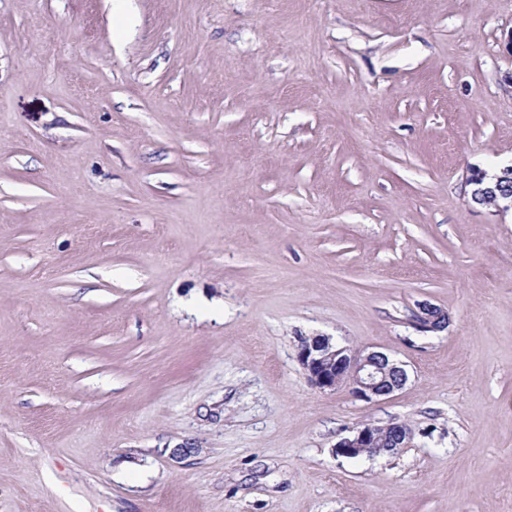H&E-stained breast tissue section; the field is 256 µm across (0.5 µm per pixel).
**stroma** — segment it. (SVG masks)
Instances as JSON below:
<instances>
[{"mask_svg": "<svg viewBox=\"0 0 512 512\" xmlns=\"http://www.w3.org/2000/svg\"><path fill=\"white\" fill-rule=\"evenodd\" d=\"M511 32L512 0H0V512H512V213L466 182L512 164ZM315 334L407 384L317 389ZM393 419L399 455H336ZM417 327L425 332L440 331L445 329L449 323L448 313L441 308L422 302L418 305Z\"/></svg>", "mask_w": 512, "mask_h": 512, "instance_id": "obj_1", "label": "stroma"}]
</instances>
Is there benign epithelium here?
<instances>
[{
  "mask_svg": "<svg viewBox=\"0 0 512 512\" xmlns=\"http://www.w3.org/2000/svg\"><path fill=\"white\" fill-rule=\"evenodd\" d=\"M467 183L482 186L478 193L492 197L497 210H512V192L504 190L512 184V165L491 177L482 169H473ZM418 309L419 329L433 332L448 327V313L441 308L422 302ZM297 358L316 388L334 390L346 384L355 397L365 401L392 396L408 379L406 370L388 354L380 351L363 354L333 343L329 336L300 337ZM410 439L411 430L402 421L392 420L380 426L365 424L340 439L335 453L349 458L393 456L407 447Z\"/></svg>",
  "mask_w": 512,
  "mask_h": 512,
  "instance_id": "benign-epithelium-1",
  "label": "benign epithelium"
}]
</instances>
